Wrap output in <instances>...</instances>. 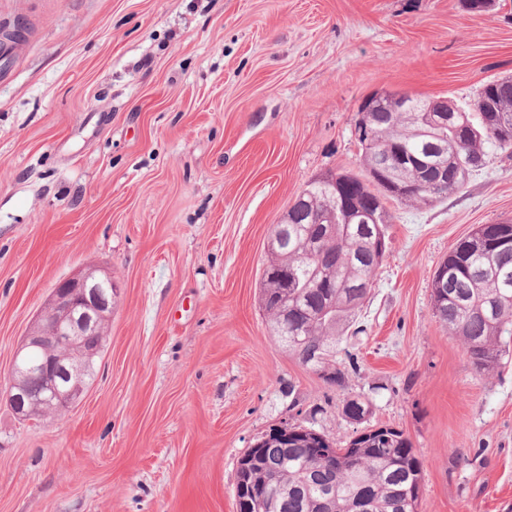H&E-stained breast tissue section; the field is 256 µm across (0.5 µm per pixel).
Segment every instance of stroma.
<instances>
[{"label": "stroma", "mask_w": 512, "mask_h": 512, "mask_svg": "<svg viewBox=\"0 0 512 512\" xmlns=\"http://www.w3.org/2000/svg\"><path fill=\"white\" fill-rule=\"evenodd\" d=\"M0 0V389L56 284L121 288L83 399L18 419L0 398V512H236L271 428L342 447L408 435L419 512H512V335L476 372L432 279L512 221V157L466 189L389 202L388 254L333 359L302 365L259 303L266 245L310 180L360 172L358 112L405 91L467 106L512 77V0Z\"/></svg>", "instance_id": "obj_1"}]
</instances>
